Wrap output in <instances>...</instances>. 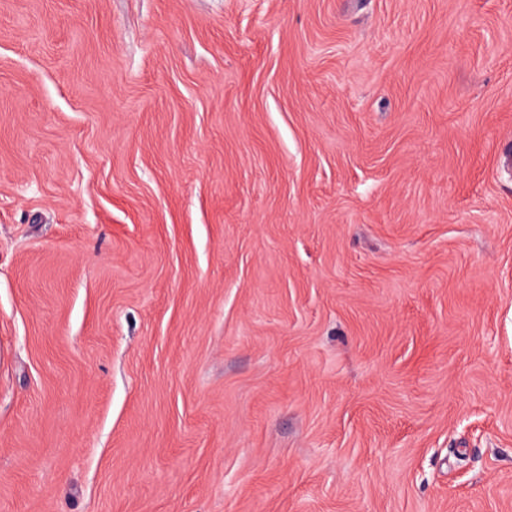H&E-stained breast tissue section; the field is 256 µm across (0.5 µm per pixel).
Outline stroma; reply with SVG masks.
Wrapping results in <instances>:
<instances>
[{
  "label": "stroma",
  "instance_id": "obj_1",
  "mask_svg": "<svg viewBox=\"0 0 512 512\" xmlns=\"http://www.w3.org/2000/svg\"><path fill=\"white\" fill-rule=\"evenodd\" d=\"M512 0H0V512H512Z\"/></svg>",
  "mask_w": 512,
  "mask_h": 512
}]
</instances>
